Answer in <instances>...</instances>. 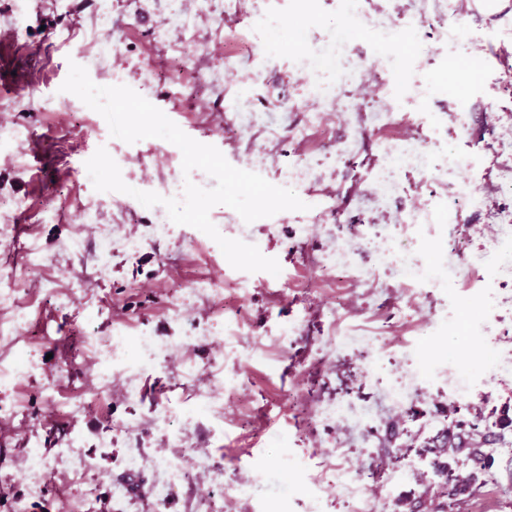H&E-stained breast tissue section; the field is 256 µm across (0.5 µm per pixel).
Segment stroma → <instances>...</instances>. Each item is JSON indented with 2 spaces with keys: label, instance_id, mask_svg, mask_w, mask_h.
I'll list each match as a JSON object with an SVG mask.
<instances>
[{
  "label": "stroma",
  "instance_id": "obj_1",
  "mask_svg": "<svg viewBox=\"0 0 512 512\" xmlns=\"http://www.w3.org/2000/svg\"><path fill=\"white\" fill-rule=\"evenodd\" d=\"M442 10L441 27L421 13ZM109 12L117 41L108 62H91L97 17ZM343 38L346 56L305 71L317 49ZM189 12L190 29L174 23ZM412 52L396 53V43ZM99 86L126 85L185 134L215 146L234 167L292 189L307 205L245 223L214 206L227 238L256 245L279 274L233 268L202 231L170 222L164 206L96 190L86 162L106 148L123 181L182 198L185 182L209 189L204 171L183 172V155L161 138L129 144L106 120L62 91L70 63ZM400 72L364 89L358 67ZM0 368L23 362L0 386V512H197L214 477L224 512H347L335 469L372 471L394 493L416 489V452L384 457L376 435L403 417L433 436L440 409L465 403L484 415L512 406V288L497 284L502 242L492 235L512 125V5L503 0H0ZM325 112L324 131L310 128ZM417 139L455 173L436 188L414 169L393 168L397 134ZM349 148L351 165L336 162ZM390 171L386 199L372 180ZM482 205L448 216L454 194ZM93 223H86V213ZM166 232H157V225ZM345 267L317 262L339 236ZM142 240L131 251L127 239ZM109 251H102L103 242ZM423 281L405 284L400 258ZM216 292L195 296L194 282ZM129 342L112 363L117 333ZM167 347L151 361L131 337ZM193 338L189 350L179 343ZM408 397L395 408L391 393ZM343 404L344 417L327 416ZM168 412L169 428L156 426ZM181 443L191 474L157 501L150 462ZM39 449L51 465L34 492L22 462ZM136 454L141 469L123 458ZM91 460L90 498L69 492L71 462ZM248 495H238L239 485ZM462 512H512V459L497 456Z\"/></svg>",
  "mask_w": 512,
  "mask_h": 512
}]
</instances>
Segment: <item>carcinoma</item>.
I'll list each match as a JSON object with an SVG mask.
<instances>
[{
    "label": "carcinoma",
    "instance_id": "cac0c4a2",
    "mask_svg": "<svg viewBox=\"0 0 512 512\" xmlns=\"http://www.w3.org/2000/svg\"><path fill=\"white\" fill-rule=\"evenodd\" d=\"M442 414L447 424L420 449V455L427 457L431 478H419L422 490L418 495L398 498L397 512H459L464 499L494 467L496 445L512 432V415L507 410L493 422L478 409L465 415L452 406ZM400 427L398 420L388 423L379 438L381 448L396 446ZM461 457L470 463L465 473L458 469Z\"/></svg>",
    "mask_w": 512,
    "mask_h": 512
}]
</instances>
